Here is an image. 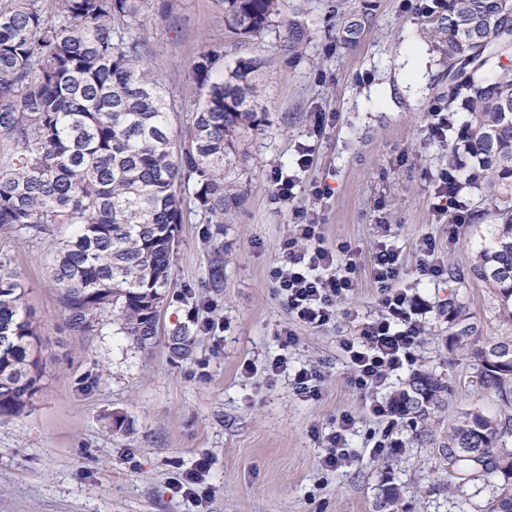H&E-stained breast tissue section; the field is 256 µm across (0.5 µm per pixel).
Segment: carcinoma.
<instances>
[{"label": "carcinoma", "mask_w": 512, "mask_h": 512, "mask_svg": "<svg viewBox=\"0 0 512 512\" xmlns=\"http://www.w3.org/2000/svg\"><path fill=\"white\" fill-rule=\"evenodd\" d=\"M37 0H15L0 10V240L51 238V279L76 332L91 336L103 315L139 349H150L167 300L178 225L188 202L208 224L244 200L241 175L249 162L245 141L261 130L265 113L258 55L224 65L212 47L193 66L198 95L168 102L144 44L131 37L153 7L166 0H57V19ZM351 0H330L341 19L340 43L361 35L365 17ZM224 34L259 41L287 27L288 54L300 57L306 26L283 20L281 0H217ZM448 63V111L466 112L469 130L448 166L466 155L479 178L462 180L458 200L474 192L490 203L470 275L492 296L501 335L474 337L476 324L461 303L448 302V349L464 350L476 384L502 406L497 415L470 410L438 444L462 448L455 469L480 470L499 480L483 512H512V0H448L441 21L423 29ZM186 125L173 138L169 113ZM75 226L72 238H60ZM0 252V417L23 414L41 389L43 363L37 323L25 304L26 283ZM192 346L186 327L170 348ZM452 386L416 371L390 398L394 414L429 437L428 425ZM400 489H382L377 512H395Z\"/></svg>", "instance_id": "cac0c4a2"}]
</instances>
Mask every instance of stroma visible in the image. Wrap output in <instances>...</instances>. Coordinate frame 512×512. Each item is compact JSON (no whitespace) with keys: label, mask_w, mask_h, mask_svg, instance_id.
I'll list each match as a JSON object with an SVG mask.
<instances>
[{"label":"stroma","mask_w":512,"mask_h":512,"mask_svg":"<svg viewBox=\"0 0 512 512\" xmlns=\"http://www.w3.org/2000/svg\"><path fill=\"white\" fill-rule=\"evenodd\" d=\"M355 7L369 14L355 44L340 46L339 21L316 5L302 58L289 57L280 30L250 45L265 61L267 121L248 141L245 200L227 224L186 212L153 349L132 345L108 315L94 335L73 332L50 278L51 241L0 243L29 289L44 365L33 406L0 418V512H375L389 482L401 490L403 512H482L494 481L459 479L440 460L437 442L461 413L494 415L500 404L476 385L467 354L448 350L442 311L453 298L479 336L498 335L500 327L481 283L429 279L417 269L429 242L442 267L462 272L472 260L473 224L453 223L433 207L438 175L467 115L449 114L446 140L431 136L429 107L450 86L441 50L421 35L428 17L409 0H356ZM133 36L145 44L170 100L193 93L192 67L202 52L220 45L229 60L242 50L225 37L216 0H171L169 11L150 10ZM305 148L312 163L300 169L295 160ZM277 166L295 176L294 204L270 200ZM318 187L323 196H314ZM297 205L318 214L322 245L348 246L355 263L353 293L337 300L333 323L316 329L290 322L270 277L286 262ZM382 241L400 254L394 286L423 304L424 331L408 365L383 387L362 389L351 381L343 342L382 313L372 265ZM218 253L224 282L214 288ZM181 325L194 340L184 356L169 347ZM286 327L294 335L289 343ZM278 355L292 366H321L317 398L297 396L288 374L268 375ZM419 369L446 375L454 386L431 439L398 424L396 451L374 455L386 425L373 415L374 402L388 401ZM344 416L354 423L353 457L324 470L325 437ZM202 458L210 462L211 496L196 506L173 480Z\"/></svg>","instance_id":"1"}]
</instances>
